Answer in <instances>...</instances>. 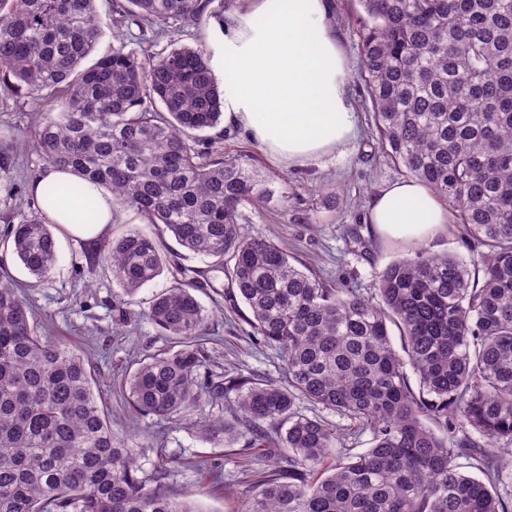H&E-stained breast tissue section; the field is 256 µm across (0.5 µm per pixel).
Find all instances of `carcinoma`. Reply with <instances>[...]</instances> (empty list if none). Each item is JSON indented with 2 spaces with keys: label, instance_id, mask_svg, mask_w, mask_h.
Here are the masks:
<instances>
[{
  "label": "carcinoma",
  "instance_id": "cac0c4a2",
  "mask_svg": "<svg viewBox=\"0 0 512 512\" xmlns=\"http://www.w3.org/2000/svg\"><path fill=\"white\" fill-rule=\"evenodd\" d=\"M96 0H0V85L52 101L32 148L112 192L159 229L112 239L104 260L134 297L166 266L162 235L210 259L148 316L181 340L125 383L140 415L185 418L221 400L242 415L249 447L288 466L261 474L241 512H512V0H357L359 76L378 147L448 207L476 255L418 249L372 288L334 287L244 231L242 208L269 181L224 155L208 59L190 47L138 54L124 42L89 67L102 36ZM211 0H114L119 24H198ZM4 243L47 279L56 240L33 210ZM227 281L251 336L285 364L280 380L207 369V316L192 290ZM397 330L400 348L391 332ZM416 377L417 386L411 385ZM89 361L37 332L15 284L0 280V512H198L187 495L142 475L141 450L112 432ZM304 399L368 431L363 453L327 460L335 426ZM476 462L482 477L460 471Z\"/></svg>",
  "mask_w": 512,
  "mask_h": 512
}]
</instances>
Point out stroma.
Here are the masks:
<instances>
[{"label": "stroma", "mask_w": 512, "mask_h": 512, "mask_svg": "<svg viewBox=\"0 0 512 512\" xmlns=\"http://www.w3.org/2000/svg\"><path fill=\"white\" fill-rule=\"evenodd\" d=\"M329 2L336 35L352 66H359L354 0ZM125 39L128 49L139 53L181 46L215 52V38L204 22L159 40L132 26ZM349 91L358 135L318 162L284 167L240 130L226 131L223 146L226 155L248 156L276 193L270 203L245 208L246 231L280 243L296 262L321 277L364 291L376 272L410 255L412 249L379 239L366 222L372 197L385 185L403 180L404 174L373 147L363 82L351 79ZM37 110L27 100H7L0 91V234L28 214L27 184L45 166L30 143ZM357 236L369 241L370 255L355 253ZM56 245L58 263L42 281L31 277L12 252L0 246V278L19 285L42 335L65 337L86 354L97 382L98 403L114 431L141 449L139 462L145 473L163 468L166 482L187 493L198 512H238L245 491L267 470L269 461L249 450L246 438L226 445L210 437L208 429L215 421L235 423L234 409L221 401H206L191 420L177 424L152 415L131 416L124 405L122 388L140 360L180 347L177 338L163 333L148 316L153 296L174 286L172 274L162 272L123 306L112 272L94 246L61 235ZM196 297L208 314L205 348L214 372L283 377V361L255 343L241 312L231 309L227 299L207 288L197 290ZM214 463L222 466L217 481L207 473Z\"/></svg>", "instance_id": "35a3bbf8"}]
</instances>
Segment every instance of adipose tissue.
<instances>
[{
  "instance_id": "obj_1",
  "label": "adipose tissue",
  "mask_w": 512,
  "mask_h": 512,
  "mask_svg": "<svg viewBox=\"0 0 512 512\" xmlns=\"http://www.w3.org/2000/svg\"><path fill=\"white\" fill-rule=\"evenodd\" d=\"M209 26L219 36L213 68L223 80L225 126L248 132L286 167L354 140L350 65L326 0H244ZM29 192L47 222L73 239L100 241L119 217L108 189L70 169L47 166ZM368 221L380 239L418 247L447 233L449 213L425 183L409 179L373 196Z\"/></svg>"
}]
</instances>
